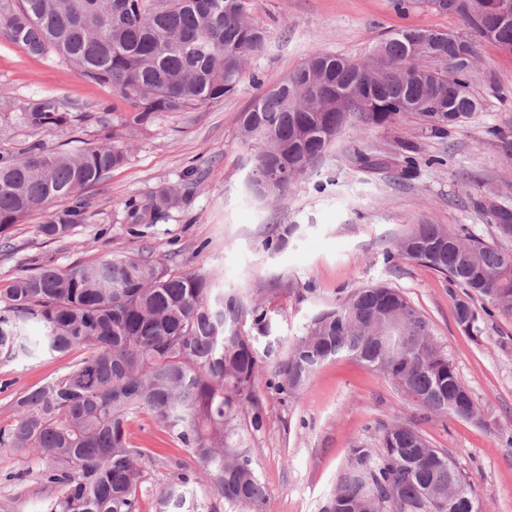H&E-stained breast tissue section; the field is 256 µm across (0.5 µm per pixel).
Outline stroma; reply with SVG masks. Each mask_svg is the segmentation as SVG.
<instances>
[{
    "mask_svg": "<svg viewBox=\"0 0 512 512\" xmlns=\"http://www.w3.org/2000/svg\"><path fill=\"white\" fill-rule=\"evenodd\" d=\"M250 21L266 32L264 51L254 57L249 77L224 101L195 112H160L140 128L121 126L125 102L111 86L82 78L69 63L37 59L0 28V150L15 151L45 139L70 152L97 144L112 127L130 148L127 163L88 189L93 216L72 235L55 241L35 227L43 214L26 217L0 235V293L24 262L64 269L79 261L149 249L178 272H211L224 290L257 288L282 278L288 294L275 316L279 336L302 335L321 310L342 302L356 288L385 282L401 289L433 324L448 346L461 381L488 415L481 427L455 417L423 422L429 443L443 448L469 476L484 512H512V319L488 324L483 336L458 326L453 288L444 277L398 256L397 241L413 224L468 225L495 242L491 224L470 196L491 188L512 199V161L503 159L485 130L512 128V54L483 44L472 93L484 109L455 129L450 140L432 137L422 122L406 117L395 126H346L318 166L278 202L249 198L245 183L252 152L241 132V114L263 90L279 84L316 50L356 60L404 27L464 32L455 17L419 0H248ZM52 97L75 119L53 134L16 121L29 100ZM370 148L373 167L360 166L353 152ZM419 162L402 177L404 155ZM440 164H432V157ZM197 172L192 194L181 207L146 229L127 232L126 201L179 186L188 169ZM287 233L285 248L265 249V240ZM84 356L17 355L0 359V427L15 419L16 396L62 373ZM414 410L379 373L343 358L324 363L298 393L270 395L260 430L250 441L259 454V476L268 493V512H321L334 491L348 448L374 441L392 416ZM128 429L134 440L165 458L151 481L162 488L172 479L171 463L188 458L152 415L138 414ZM44 483L29 453L0 449V512H43Z\"/></svg>",
    "mask_w": 512,
    "mask_h": 512,
    "instance_id": "obj_1",
    "label": "stroma"
}]
</instances>
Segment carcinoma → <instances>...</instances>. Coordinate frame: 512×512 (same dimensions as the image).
Instances as JSON below:
<instances>
[{"label":"carcinoma","instance_id":"1","mask_svg":"<svg viewBox=\"0 0 512 512\" xmlns=\"http://www.w3.org/2000/svg\"><path fill=\"white\" fill-rule=\"evenodd\" d=\"M0 4V24L29 55L54 54L79 75L112 85L129 106L122 123L147 124L158 112H192L224 100L246 75L265 34L247 16V0H19ZM462 20L469 33L405 28L359 62L314 51L259 94L242 113L253 170L283 179L263 200L285 196L311 171L356 118L366 126L396 125L416 116L440 139L474 118L470 91L477 43L512 49V0H423ZM71 115L53 98L28 102L16 120L53 133ZM512 160V130L490 127ZM104 142L76 153L34 140L0 154V234L33 213L48 240L86 223L81 191L128 161V150ZM192 172L180 189H162L125 203L128 233L156 223L187 200ZM67 206L54 210L52 204ZM494 228L512 225V204L491 189L471 198ZM396 251L461 290L457 324L469 336L488 322L512 319V248L443 224H415ZM215 278L176 273L150 253L76 263L64 270L30 263L0 295V352L15 355L20 324L41 325L40 350L61 356L85 351L78 363L19 396L16 418L0 427V448L32 452L42 475L45 512H140L152 491L156 452L136 443L132 417L150 413L190 461L175 463L159 491L160 512H181L193 484L206 487L230 512H267V490L249 436L263 425L257 378L278 355L269 388L299 391L324 362L349 357L384 375L418 413L378 427L374 445L348 449L337 486L322 512H482L468 477L420 422L435 414L485 424L433 324L397 288L373 284L315 315L300 336L271 341L273 300L288 292H226ZM476 297L487 304L477 308Z\"/></svg>","mask_w":512,"mask_h":512}]
</instances>
